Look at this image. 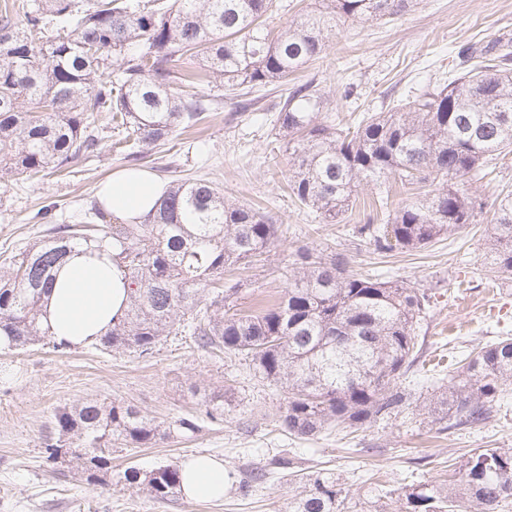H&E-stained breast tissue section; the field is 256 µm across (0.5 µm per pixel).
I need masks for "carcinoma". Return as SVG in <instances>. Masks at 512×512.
<instances>
[{
    "instance_id": "carcinoma-1",
    "label": "carcinoma",
    "mask_w": 512,
    "mask_h": 512,
    "mask_svg": "<svg viewBox=\"0 0 512 512\" xmlns=\"http://www.w3.org/2000/svg\"><path fill=\"white\" fill-rule=\"evenodd\" d=\"M418 0H319L271 30L274 0H32L0 10V184L66 170L97 152L108 114L124 158L144 162L178 128L206 117L198 85L211 77L226 94L279 83L319 59L345 22L397 16ZM201 55L198 75L179 62ZM460 71L412 99L350 125L319 117L323 100L310 83L292 86L279 111L292 159L289 197L324 224L344 221L362 185L438 183L425 198L365 224L375 250L425 248L475 221L485 203L468 188L512 154V52L458 51ZM486 264L512 275V194L491 202ZM283 235L263 207L238 204L204 179L173 180L141 224L91 220L56 224L0 267V335L10 350L49 346L66 354L41 323L53 271L76 249L106 251L124 274L127 309L99 339L116 353H153L162 337L190 331L196 344L252 362L262 379L286 389L282 432L313 438L356 431L396 417L412 394L399 384L418 359L417 326L429 297L402 280L354 273L351 257L301 249L278 300L243 312L242 284L224 271L260 262ZM449 385L427 400L439 430L485 424L495 402L512 393V338L470 352L448 368ZM224 419V391H205L195 416L175 427L184 437ZM47 459H67L88 483L112 474V452L152 448L170 427L121 400L87 399L55 410ZM152 500L178 496L177 461L142 473L123 471ZM288 512H352L350 491L328 473L289 474ZM512 499V448L471 453L454 479L421 484L406 512H497Z\"/></svg>"
}]
</instances>
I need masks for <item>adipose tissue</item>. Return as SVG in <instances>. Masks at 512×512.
<instances>
[{"instance_id": "ef3b65f1", "label": "adipose tissue", "mask_w": 512, "mask_h": 512, "mask_svg": "<svg viewBox=\"0 0 512 512\" xmlns=\"http://www.w3.org/2000/svg\"><path fill=\"white\" fill-rule=\"evenodd\" d=\"M163 192L162 182L148 172L123 169L100 186L98 197L113 216L139 223L153 213ZM54 276L44 303L43 322L57 338L77 346L91 344L126 307L125 279L108 253L72 256ZM225 481L221 460L196 456L183 465L181 494L190 500L219 499L224 495Z\"/></svg>"}]
</instances>
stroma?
<instances>
[{
  "instance_id": "obj_1",
  "label": "stroma",
  "mask_w": 512,
  "mask_h": 512,
  "mask_svg": "<svg viewBox=\"0 0 512 512\" xmlns=\"http://www.w3.org/2000/svg\"><path fill=\"white\" fill-rule=\"evenodd\" d=\"M498 41H512V0H420L390 19L341 25L323 57L298 77L313 83L326 108L339 115L382 112L456 70L460 48ZM290 89L284 82L257 88L247 106L216 85H201V94L213 101L207 118L179 134L175 148H155L146 165L166 183L217 182L236 203L268 205L282 224L281 240L263 261L225 272V279L244 283L239 309L281 295L299 248L344 249L353 270L403 280L430 295L428 316L417 330L424 359L435 363L512 336V276L497 278L485 268L490 215L426 248L382 255L356 232L369 220L374 187L359 188L340 224L320 223L293 205L282 189L290 162L277 123ZM126 165L107 137L96 157L75 161L71 172L0 186V263L43 235L40 208H48L56 224L81 221L96 205L100 185ZM0 373V512H286L288 471L274 464L281 457L307 471L335 474L362 507L378 500L386 512H404L411 488L446 479L474 449L512 447V395L497 402L485 425L442 432L425 400L430 382L419 371L401 380L416 398L396 418L350 435L291 437L277 426L284 389L260 378L248 359L211 354L189 336L167 337L146 357L91 345L64 355L38 346L1 348ZM220 388L227 392L222 421L204 424L190 439L175 433L155 447L115 453L112 471L131 465L149 471L170 460L214 456L229 474L222 500L179 496L158 503L118 481L88 485L75 467L45 458L51 415L64 404L119 399L171 423L194 410L199 391ZM256 468L266 470L265 480L241 494V481Z\"/></svg>"
}]
</instances>
